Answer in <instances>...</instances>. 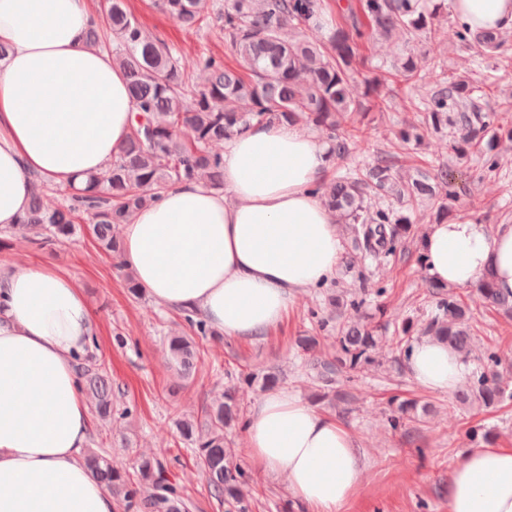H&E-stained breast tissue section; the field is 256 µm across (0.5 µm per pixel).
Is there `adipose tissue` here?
<instances>
[{"mask_svg":"<svg viewBox=\"0 0 512 512\" xmlns=\"http://www.w3.org/2000/svg\"><path fill=\"white\" fill-rule=\"evenodd\" d=\"M469 29L512 30V0H448ZM88 0H0V229L31 199V174L59 185L103 172L135 113L125 77L91 47ZM224 188L178 183L122 225V261L156 303L195 311L224 336L280 323L292 298L329 280L342 257L317 186L325 145L297 124L257 125L225 142ZM431 280L472 286L493 273L512 292V222L429 225ZM97 334L80 285L47 266L0 271V512H117L86 468L92 417L77 363ZM427 391L467 377L447 343L416 340L406 358ZM251 467L285 476L301 512H340L366 463L336 419L285 387L265 392L244 429ZM448 512H512V448L482 444L456 463Z\"/></svg>","mask_w":512,"mask_h":512,"instance_id":"obj_1","label":"adipose tissue"}]
</instances>
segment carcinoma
I'll return each mask as SVG.
<instances>
[{"mask_svg": "<svg viewBox=\"0 0 512 512\" xmlns=\"http://www.w3.org/2000/svg\"><path fill=\"white\" fill-rule=\"evenodd\" d=\"M157 7L184 31L199 34L217 24L236 60L230 68L210 52H202L197 68L206 74L202 84L182 67L179 52L164 40L144 30L126 10L124 0H101L98 23L88 33L89 44L109 45L113 61L123 70L129 96L136 107L134 123L118 157L102 173L88 176L71 202L58 209L44 208L39 193L33 194L29 209L10 231L30 232L40 249L87 232L98 247L119 255L122 244L112 226L126 224L136 211L151 203L171 186L204 178L217 190L224 188V159L213 151L234 133L253 124L298 123L326 135L329 156L344 166L362 150L372 112H386L392 101L416 86L420 79L419 52L407 48L403 58L381 78L370 83L364 101L350 93L354 73L365 66L361 49L370 35L389 36L402 32L435 40V10L426 0H357L346 15L332 22L326 40L314 42L304 36H290L291 29H321L320 0H224L214 17L202 14L203 0H155ZM455 35L465 45L487 52L499 49L501 32H472L462 26ZM446 87L430 96L413 113L425 117L406 120L397 133L400 144L421 142L427 127L439 133L452 129L448 140L459 159L481 151L486 137L512 141V125L500 113L486 109L473 96L465 78L442 74ZM325 205L336 223L347 226L351 253L347 266L357 262L381 261L391 256L402 239L412 231L415 206L425 198L439 202L437 213L448 210L445 200L454 197L448 168L436 172L414 169L401 176L395 153H381L371 163L347 168L329 182L319 184ZM434 300L426 332L448 343L456 353L469 358L473 342L472 312L464 300L446 286L427 282ZM477 292L494 309L512 317V295L495 288L486 273ZM183 319L190 334L168 339L170 359L182 375H190L201 358L198 336H215L194 312ZM382 325L345 322L336 328L335 358L313 356L315 339L304 337L299 344L311 355L309 366L314 380L331 390L336 376L372 362ZM503 356L494 346L484 349L482 370L466 389L456 393L463 405L495 407L512 399L501 385L498 367ZM84 393L103 421L112 419V381L98 367L78 364ZM395 410L390 425L398 429L414 418L417 401L394 396ZM180 437L194 453L210 494L230 503L238 512H248L243 487L245 473L233 461L227 447L228 431L240 424L236 391L227 390L207 404L196 420L175 421ZM88 469L112 493L123 512H190V501L180 486L166 476L165 466L149 457L136 460L132 470L120 469L103 453L89 448L84 453Z\"/></svg>", "mask_w": 512, "mask_h": 512, "instance_id": "obj_1", "label": "carcinoma"}]
</instances>
